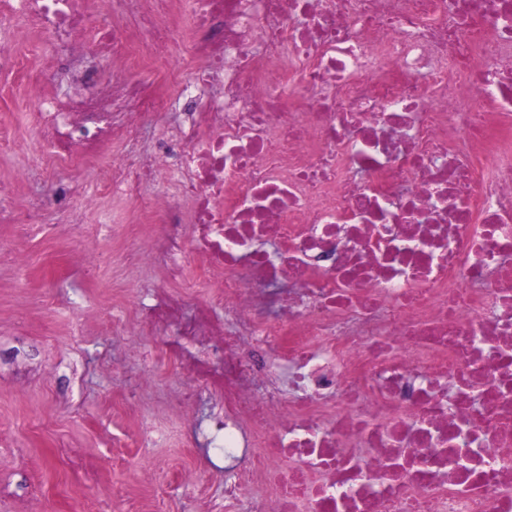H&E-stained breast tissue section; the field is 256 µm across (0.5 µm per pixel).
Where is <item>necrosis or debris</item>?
Returning <instances> with one entry per match:
<instances>
[{
	"mask_svg": "<svg viewBox=\"0 0 512 512\" xmlns=\"http://www.w3.org/2000/svg\"><path fill=\"white\" fill-rule=\"evenodd\" d=\"M100 8L116 22L87 31ZM12 16L130 73L38 84L25 119L48 170L104 168L101 197H54L89 244L104 198L163 225L165 285L112 331L195 377L177 408L220 452L224 512H512V0H0Z\"/></svg>",
	"mask_w": 512,
	"mask_h": 512,
	"instance_id": "necrosis-or-debris-1",
	"label": "necrosis or debris"
}]
</instances>
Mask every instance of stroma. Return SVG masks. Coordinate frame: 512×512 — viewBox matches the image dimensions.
<instances>
[{
  "label": "stroma",
  "mask_w": 512,
  "mask_h": 512,
  "mask_svg": "<svg viewBox=\"0 0 512 512\" xmlns=\"http://www.w3.org/2000/svg\"><path fill=\"white\" fill-rule=\"evenodd\" d=\"M3 49L19 65L0 73V136L13 146L0 156V179L26 170L11 190L23 207L54 193L44 149L24 119L35 107L29 85L45 74L57 79L70 56L62 46L40 44L22 23L0 27ZM72 92L57 79V97ZM45 217L49 236L18 243L30 258L25 271L0 270V512H124L130 498L159 512H222L223 478L213 475L192 432L163 404L194 391L191 373L162 356L161 337H136L133 354L93 318L107 302L102 290L129 312L160 287L157 274L128 281L110 269L95 281L61 278L57 259L82 243L71 225L56 223L54 212ZM147 422L161 431V442L142 436L113 447L114 435ZM117 486L127 499L114 497Z\"/></svg>",
  "instance_id": "35a3bbf8"
}]
</instances>
